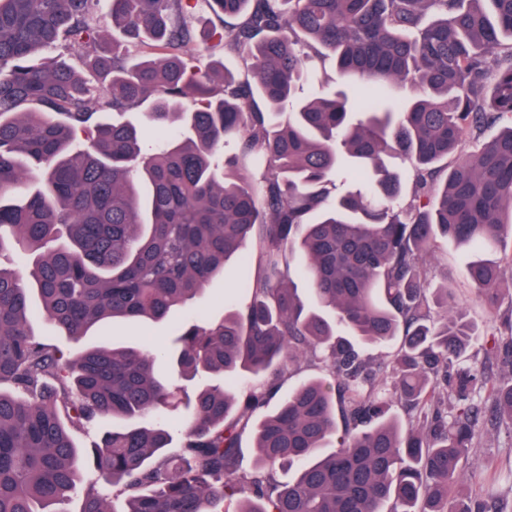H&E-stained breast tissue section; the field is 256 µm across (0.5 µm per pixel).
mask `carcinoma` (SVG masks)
<instances>
[{
    "label": "carcinoma",
    "instance_id": "1",
    "mask_svg": "<svg viewBox=\"0 0 512 512\" xmlns=\"http://www.w3.org/2000/svg\"><path fill=\"white\" fill-rule=\"evenodd\" d=\"M200 4L248 77L185 52ZM506 39L512 0H0V512H497L453 488L512 432V376L467 355L478 328L429 273L437 241L512 231ZM327 56L358 107L299 94ZM400 84L423 95L389 100ZM232 258L241 300L171 322ZM464 272L499 330L486 361L512 354L505 267ZM38 315L99 342L68 355ZM110 319L170 336L118 340Z\"/></svg>",
    "mask_w": 512,
    "mask_h": 512
}]
</instances>
